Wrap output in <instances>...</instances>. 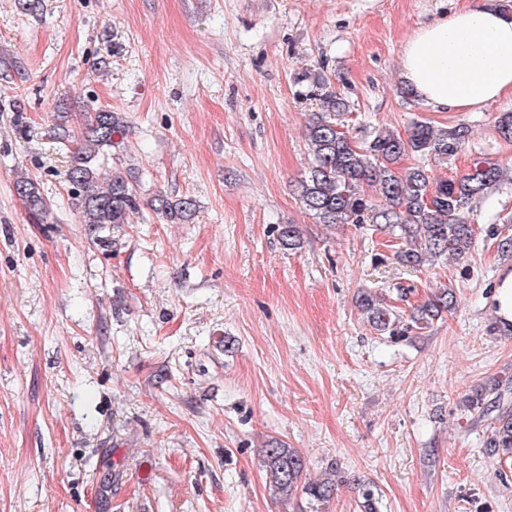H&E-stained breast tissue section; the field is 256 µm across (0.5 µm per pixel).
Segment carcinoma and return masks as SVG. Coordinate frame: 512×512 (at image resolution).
Listing matches in <instances>:
<instances>
[{
  "label": "carcinoma",
  "instance_id": "carcinoma-1",
  "mask_svg": "<svg viewBox=\"0 0 512 512\" xmlns=\"http://www.w3.org/2000/svg\"><path fill=\"white\" fill-rule=\"evenodd\" d=\"M321 102L319 111L308 119L310 162L305 178L297 186L305 210L320 224H368L376 231L388 232L401 241L396 259L413 269L447 255L466 257L474 247L470 213L476 203L509 181L506 170L488 159L477 160L460 177L433 183L426 167L399 170L396 164L409 154L425 162L446 161L464 147L468 128L436 129L427 122L416 121L403 135L386 129L369 143L358 146L344 131L341 120L349 109L346 100L328 91L321 95ZM83 118V139L72 152L68 170L75 206L84 224H125L139 206L133 185L137 178L130 172H114L104 180L99 172L101 161L108 158L106 149L124 130L123 118L105 109L86 112ZM366 186L377 188L381 201L369 200L364 193ZM14 189L33 217L45 213L46 203L36 181L20 177L14 182ZM154 209L172 224H186L193 220L196 204L189 197L159 194L154 199ZM357 304L375 330L402 337L426 327L450 309L453 293L449 288L434 293L412 308L406 322L383 295L364 291ZM508 394L509 384L497 383L462 401L474 421L486 424V452L504 458L512 457V401ZM262 458L266 482L273 494L305 503L300 512H326L342 477L307 479L303 455L277 440L262 449ZM357 488L360 512H380L374 483L359 479Z\"/></svg>",
  "mask_w": 512,
  "mask_h": 512
}]
</instances>
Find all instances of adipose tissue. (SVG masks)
I'll return each mask as SVG.
<instances>
[{
  "mask_svg": "<svg viewBox=\"0 0 512 512\" xmlns=\"http://www.w3.org/2000/svg\"><path fill=\"white\" fill-rule=\"evenodd\" d=\"M401 75L438 112H468L512 94V15L464 8L403 45Z\"/></svg>",
  "mask_w": 512,
  "mask_h": 512,
  "instance_id": "obj_1",
  "label": "adipose tissue"
}]
</instances>
